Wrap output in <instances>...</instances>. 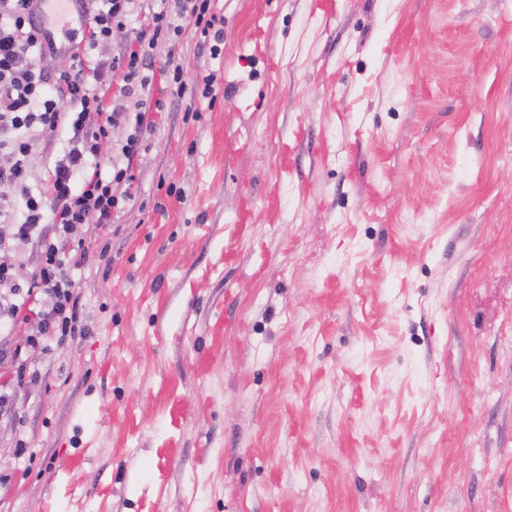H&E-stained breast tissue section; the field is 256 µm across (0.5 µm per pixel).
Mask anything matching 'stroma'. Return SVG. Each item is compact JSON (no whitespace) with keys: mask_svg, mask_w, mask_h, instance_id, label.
Returning <instances> with one entry per match:
<instances>
[{"mask_svg":"<svg viewBox=\"0 0 512 512\" xmlns=\"http://www.w3.org/2000/svg\"><path fill=\"white\" fill-rule=\"evenodd\" d=\"M211 4L81 334L0 328V512H512V0Z\"/></svg>","mask_w":512,"mask_h":512,"instance_id":"stroma-1","label":"stroma"}]
</instances>
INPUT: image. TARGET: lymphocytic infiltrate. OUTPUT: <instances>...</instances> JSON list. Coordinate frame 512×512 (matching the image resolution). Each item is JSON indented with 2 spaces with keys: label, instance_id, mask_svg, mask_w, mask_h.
<instances>
[{
  "label": "lymphocytic infiltrate",
  "instance_id": "1",
  "mask_svg": "<svg viewBox=\"0 0 512 512\" xmlns=\"http://www.w3.org/2000/svg\"><path fill=\"white\" fill-rule=\"evenodd\" d=\"M89 19V35L70 54L68 70L51 74L35 69L32 53L54 51L52 39L41 37L32 22L37 0H0V186L12 198L0 205V249L12 240L38 239L45 245L42 264L27 286L15 283L8 266L0 264V291L36 297L55 294L52 308L62 326L79 321L77 304L60 296L70 287L69 272L86 260L82 249L51 243V233L65 234L76 224L111 223L132 198V163L155 122L152 104L143 98L151 79L146 76L143 46L173 30V16L149 10L146 0H76ZM146 12L138 41L140 50L113 59L92 61L91 54L112 40L135 12ZM121 83L115 105H106L102 89L113 78ZM132 125L133 131L103 162L100 145L112 128ZM67 136L64 156L49 170L43 189L29 184L30 164L36 154L48 152V136Z\"/></svg>",
  "mask_w": 512,
  "mask_h": 512
}]
</instances>
